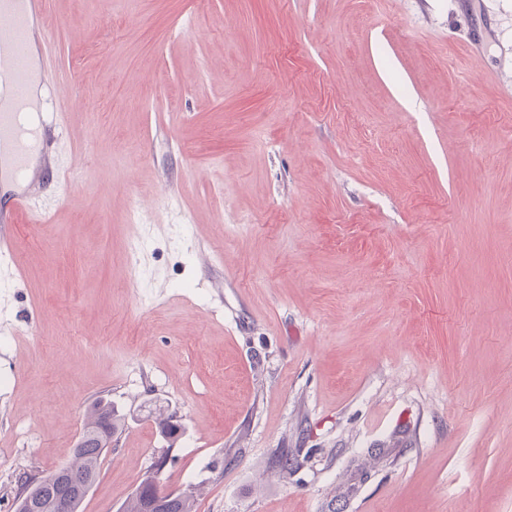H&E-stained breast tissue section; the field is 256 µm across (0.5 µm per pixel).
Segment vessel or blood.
I'll list each match as a JSON object with an SVG mask.
<instances>
[{"instance_id":"1","label":"vessel or blood","mask_w":512,"mask_h":512,"mask_svg":"<svg viewBox=\"0 0 512 512\" xmlns=\"http://www.w3.org/2000/svg\"><path fill=\"white\" fill-rule=\"evenodd\" d=\"M44 0H0V70L8 79L0 84V97L9 96V107H0V157L10 156L18 174H25L31 157L26 122L40 103L31 91L30 32L41 18Z\"/></svg>"}]
</instances>
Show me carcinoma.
Wrapping results in <instances>:
<instances>
[{
	"mask_svg": "<svg viewBox=\"0 0 512 512\" xmlns=\"http://www.w3.org/2000/svg\"><path fill=\"white\" fill-rule=\"evenodd\" d=\"M125 425V416L120 414L112 402L97 399L86 410V418L81 433L84 448L74 456L73 462L66 465L72 474L98 477L100 458L107 449L110 436L118 433ZM161 501L158 509L162 512H192V503L188 498L158 497V491L147 484L133 495L123 507V512H147L148 507Z\"/></svg>",
	"mask_w": 512,
	"mask_h": 512,
	"instance_id": "1",
	"label": "carcinoma"
}]
</instances>
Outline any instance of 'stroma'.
Wrapping results in <instances>:
<instances>
[{
	"label": "stroma",
	"instance_id": "obj_1",
	"mask_svg": "<svg viewBox=\"0 0 512 512\" xmlns=\"http://www.w3.org/2000/svg\"><path fill=\"white\" fill-rule=\"evenodd\" d=\"M44 16L40 166L0 180L48 218L0 223V512L99 398L125 426L83 512L153 475L196 512H512V0Z\"/></svg>",
	"mask_w": 512,
	"mask_h": 512
}]
</instances>
